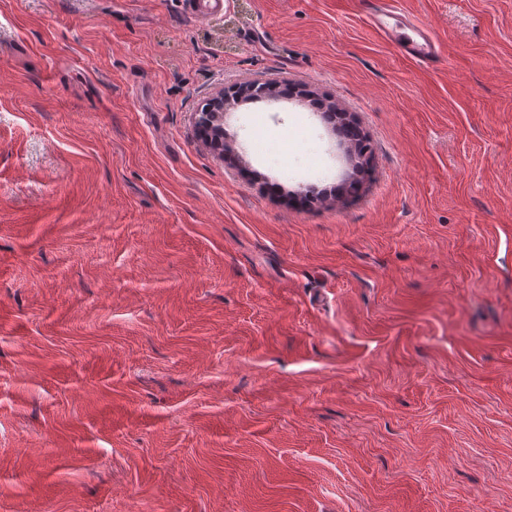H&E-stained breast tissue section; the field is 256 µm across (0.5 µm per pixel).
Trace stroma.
<instances>
[{
  "label": "stroma",
  "mask_w": 512,
  "mask_h": 512,
  "mask_svg": "<svg viewBox=\"0 0 512 512\" xmlns=\"http://www.w3.org/2000/svg\"><path fill=\"white\" fill-rule=\"evenodd\" d=\"M406 2L446 67L357 0H0V512H512V0ZM361 1L370 27L401 56L427 68L444 65L446 58L435 35L421 19L400 8L397 0ZM234 91L222 89L215 96L204 103L199 112L196 128L204 144L224 157L223 140L215 133L220 132L224 137V115L233 108L239 99L233 95Z\"/></svg>",
  "instance_id": "35a3bbf8"
}]
</instances>
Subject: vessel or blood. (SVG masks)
<instances>
[{
  "mask_svg": "<svg viewBox=\"0 0 512 512\" xmlns=\"http://www.w3.org/2000/svg\"><path fill=\"white\" fill-rule=\"evenodd\" d=\"M370 27L397 52L428 68L444 65L441 46L429 27L400 8L398 0H362Z\"/></svg>",
  "mask_w": 512,
  "mask_h": 512,
  "instance_id": "obj_1",
  "label": "vessel or blood"
}]
</instances>
